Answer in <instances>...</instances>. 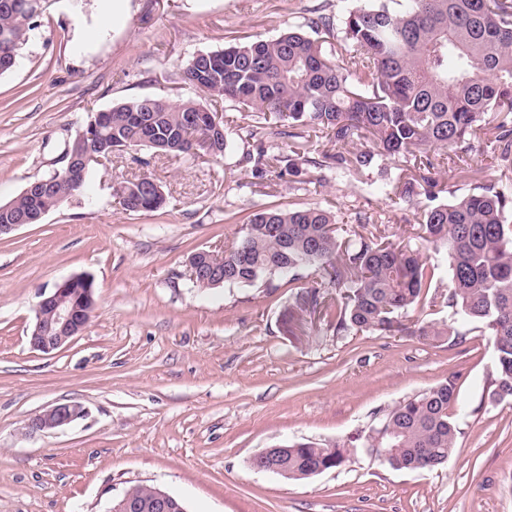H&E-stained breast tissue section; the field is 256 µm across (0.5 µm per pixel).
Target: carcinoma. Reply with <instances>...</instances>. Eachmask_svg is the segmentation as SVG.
Instances as JSON below:
<instances>
[{
  "instance_id": "cac0c4a2",
  "label": "carcinoma",
  "mask_w": 512,
  "mask_h": 512,
  "mask_svg": "<svg viewBox=\"0 0 512 512\" xmlns=\"http://www.w3.org/2000/svg\"><path fill=\"white\" fill-rule=\"evenodd\" d=\"M391 0L348 12L337 27L318 16L275 38L256 37L221 51L200 52L182 71L197 97L177 101L143 96L93 115L95 138L112 151L146 147L179 157H218L228 145L207 102H224L247 113V137L256 151L243 161L254 174L310 184V169L361 171L376 157L412 164L396 192L407 208L421 209L414 228L420 240L447 257L448 304L463 320L484 325L493 338L490 398L512 399V182L482 183V169L468 157L479 135L493 137L500 157H512V0ZM53 0H0V75L30 38L35 19ZM288 124L289 153L268 151L265 126ZM321 133L340 151L308 156L310 133ZM367 139L369 150H350ZM96 147L78 178L46 176L40 193L22 191L9 201L0 224H37L42 215L84 193ZM450 161L469 192L437 201L432 170ZM123 210L163 208L161 186L143 175L114 189ZM337 216L319 207L262 208L241 225L224 250V286L316 271L320 282L300 288L287 306L292 335H305L315 319L335 323L338 333H404L426 342H454L464 335L446 322L416 319L439 267L420 249L381 237L355 243L340 237ZM336 289V297L326 289ZM456 379L430 387L396 405L371 430L368 447L390 449L384 459L397 470L430 471L444 464L457 444L458 428L448 409L457 403ZM289 480L342 466L351 449L297 442L272 451Z\"/></svg>"
}]
</instances>
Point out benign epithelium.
I'll return each mask as SVG.
<instances>
[{
	"label": "benign epithelium",
	"instance_id": "benign-epithelium-1",
	"mask_svg": "<svg viewBox=\"0 0 512 512\" xmlns=\"http://www.w3.org/2000/svg\"><path fill=\"white\" fill-rule=\"evenodd\" d=\"M208 258L207 284L219 287L224 284V254L205 252ZM96 309L94 291L90 279L75 275L46 295H40L36 305L35 322L29 336L32 349L50 354L84 333ZM86 415L85 408L77 403H57L34 415L21 427L24 436L63 429ZM254 469L279 473L275 459L265 450L256 455ZM148 507L153 512H172L177 507L175 499L167 492L154 488Z\"/></svg>",
	"mask_w": 512,
	"mask_h": 512
}]
</instances>
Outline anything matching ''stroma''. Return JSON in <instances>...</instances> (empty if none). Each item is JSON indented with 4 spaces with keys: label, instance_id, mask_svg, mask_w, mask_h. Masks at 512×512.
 I'll return each mask as SVG.
<instances>
[{
    "label": "stroma",
    "instance_id": "35a3bbf8",
    "mask_svg": "<svg viewBox=\"0 0 512 512\" xmlns=\"http://www.w3.org/2000/svg\"><path fill=\"white\" fill-rule=\"evenodd\" d=\"M358 0H56L0 75V203L52 172L88 113L141 96L184 95L199 51L274 37L307 17L343 20ZM233 145L207 160L141 150L98 167L85 193L0 238V512H106L134 485L181 499L188 512H512V400L488 399L493 342L455 319L433 287L416 310L454 320L461 342L335 333L315 321L293 336L288 286L196 288L186 260L230 248L246 217L318 206L347 238L369 230L407 243L413 212L388 188L400 165L302 186L255 178L240 115ZM148 166H141V159ZM166 206L124 211L113 188L143 174ZM366 214L370 226L357 224ZM76 274L94 282L83 335L50 354L31 349L39 294ZM456 377L457 446L440 468L395 470L365 435L400 401ZM58 402L82 404L74 425L32 438L20 428ZM352 445L339 468L292 481L254 470L266 448Z\"/></svg>",
    "mask_w": 512,
    "mask_h": 512
}]
</instances>
